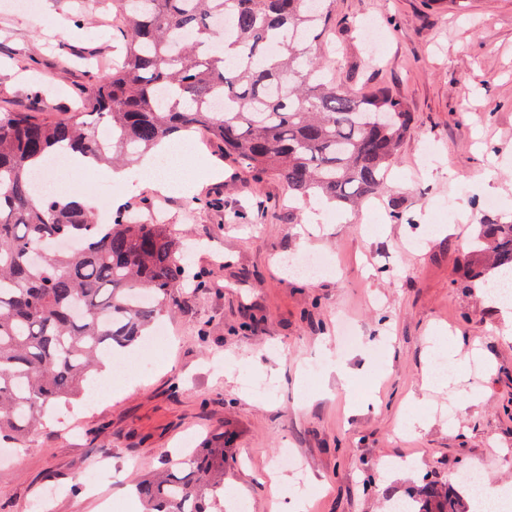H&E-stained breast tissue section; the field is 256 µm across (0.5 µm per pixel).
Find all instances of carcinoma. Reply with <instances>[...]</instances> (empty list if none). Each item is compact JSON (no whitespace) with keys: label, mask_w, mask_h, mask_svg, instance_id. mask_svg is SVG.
Wrapping results in <instances>:
<instances>
[{"label":"carcinoma","mask_w":512,"mask_h":512,"mask_svg":"<svg viewBox=\"0 0 512 512\" xmlns=\"http://www.w3.org/2000/svg\"><path fill=\"white\" fill-rule=\"evenodd\" d=\"M114 2L126 52L109 81L80 89L72 119L0 111V442H25L49 406L80 396L102 357L173 312L185 276L164 224H103L55 195L36 206L32 177L48 156L130 163L206 129L251 180L277 174L298 198L354 210L387 182L411 126L390 92L342 89L304 59L300 43L328 27L327 0ZM473 253L512 274V223L485 220ZM222 490L224 458L198 455L137 485L143 512H207ZM400 512L477 510L452 485H426Z\"/></svg>","instance_id":"cac0c4a2"}]
</instances>
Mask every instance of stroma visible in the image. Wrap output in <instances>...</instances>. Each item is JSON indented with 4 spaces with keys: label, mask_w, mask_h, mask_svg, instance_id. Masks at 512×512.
<instances>
[{
    "label": "stroma",
    "mask_w": 512,
    "mask_h": 512,
    "mask_svg": "<svg viewBox=\"0 0 512 512\" xmlns=\"http://www.w3.org/2000/svg\"><path fill=\"white\" fill-rule=\"evenodd\" d=\"M6 2L0 111L68 118L81 86L108 81L124 52L115 8L38 0L34 20ZM329 10L334 49H311L325 73L348 90H388L412 114L386 189L355 213L319 211L278 176L247 181L208 137L193 153L224 177L199 172L190 192H159L137 169L121 187L93 175V198L124 195L125 212L197 240L189 280L149 372L58 401L0 455V512L104 502L132 512L129 486L218 449L225 488L251 512L298 495L305 512H386L474 463L491 487L512 485V325L464 273L479 224L512 221V0H330ZM306 250L330 272L295 276L288 261ZM196 276L206 287L192 288ZM433 330L456 361L446 387L427 383ZM403 414L419 425L401 429ZM91 459L107 468L93 489Z\"/></svg>",
    "instance_id": "obj_1"
}]
</instances>
